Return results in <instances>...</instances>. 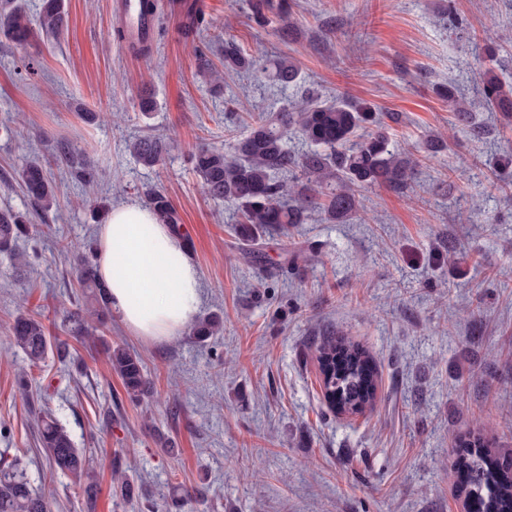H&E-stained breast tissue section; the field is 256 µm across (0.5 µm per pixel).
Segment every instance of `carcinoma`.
Instances as JSON below:
<instances>
[{
  "label": "carcinoma",
  "mask_w": 512,
  "mask_h": 512,
  "mask_svg": "<svg viewBox=\"0 0 512 512\" xmlns=\"http://www.w3.org/2000/svg\"><path fill=\"white\" fill-rule=\"evenodd\" d=\"M288 9L278 0H253L252 19L260 24L265 12ZM67 22L63 0H41L38 14L31 16L19 6L5 2L0 8V30L18 46L26 45L38 31L60 34ZM200 5L185 13L184 34L201 28ZM199 73L210 91L224 88V74L258 72L273 86L285 89L295 83L297 66L286 58L268 60L264 55L242 53L231 40L224 41L223 68L213 65L204 51L197 54ZM480 94L500 112L512 114V83L507 84L491 69L479 74ZM457 123L474 133L468 103L449 89L444 94ZM297 133L307 145L302 153L288 149V131ZM387 127L366 105L310 97L290 112L269 106L258 107V116L249 132L235 141L231 153L205 144L188 154V163L201 181L205 194L215 202L237 206L239 218L233 223L235 236L256 245L270 231H285L305 224L311 212L329 222L358 210V188L385 185L403 190L411 186L418 162L390 149ZM170 143L154 135H144L129 143V151L146 168L160 164L169 153ZM60 158L76 181L90 185L96 180L93 166L81 154L64 148ZM16 181L25 194L45 209L55 203L54 187L47 170L35 161L16 171ZM150 208L160 223L180 233V217L170 200L160 192L148 195ZM32 218L12 209L0 210V251H13L17 239L28 232ZM78 286L95 302L108 303L105 285L95 269V248L88 247L76 258ZM222 318L211 315L196 321L192 335L204 340L214 335ZM62 329L70 336L89 334L85 312L76 308L66 313ZM10 339L28 360L39 363L50 346L47 328L40 318L19 314L9 326ZM111 369L120 377L131 400L146 389L140 357L117 345L105 349ZM317 363L322 396L332 410L361 415L370 410L378 391L376 367L366 350L334 331L323 334L317 346ZM40 446L53 464L68 474L73 486L92 498L97 493L96 473L91 458L75 447L60 421L51 413L37 417ZM452 465L465 475L458 496L470 501L478 512H512V455L493 452L479 438L463 439L451 451ZM0 512H50V505L27 471L17 460L0 458Z\"/></svg>",
  "instance_id": "obj_1"
}]
</instances>
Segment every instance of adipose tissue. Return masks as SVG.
Listing matches in <instances>:
<instances>
[{
  "mask_svg": "<svg viewBox=\"0 0 512 512\" xmlns=\"http://www.w3.org/2000/svg\"><path fill=\"white\" fill-rule=\"evenodd\" d=\"M180 252L179 238L141 205L113 207L98 229V277L112 310L148 341L174 340L198 311V271Z\"/></svg>",
  "mask_w": 512,
  "mask_h": 512,
  "instance_id": "1",
  "label": "adipose tissue"
}]
</instances>
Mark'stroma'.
Instances as JSON below:
<instances>
[{
    "mask_svg": "<svg viewBox=\"0 0 512 512\" xmlns=\"http://www.w3.org/2000/svg\"><path fill=\"white\" fill-rule=\"evenodd\" d=\"M121 0H65L60 36L24 47L0 34V209L32 213L35 230L0 252V456L38 477L51 512H458L448 456L482 436L512 453V189L495 191L490 160L512 153V117L488 110L478 76L512 81V0H288V16L250 20V0H202L210 58L224 37L241 51L285 57L297 86L272 94L258 74L224 77L209 91L183 0H157L148 53L118 39ZM462 87L481 134L458 125L439 90ZM382 112L392 144L419 162L407 190L371 186L360 208L333 224L312 217L258 249L234 235V207L203 191L187 156L225 149L250 127L261 98L276 107L306 92ZM153 93L155 112L139 99ZM151 133L171 150L156 167L127 145ZM68 144L95 165L93 185L57 160ZM49 172L56 204L45 212L13 177L27 161ZM167 195L192 244L199 317L224 326L206 342L133 335L112 310L90 316L95 340L63 334L82 303L72 257L96 241L113 207ZM39 316L52 349L35 365L7 336L19 309ZM332 329L363 346L381 378L373 409L342 417L323 399L317 339ZM144 365L148 388L127 396L102 341ZM26 369L27 390L16 375ZM56 414L97 463L94 499L50 466L35 419ZM129 495L116 498V475Z\"/></svg>",
    "mask_w": 512,
    "mask_h": 512,
    "instance_id": "35a3bbf8",
    "label": "stroma"
}]
</instances>
